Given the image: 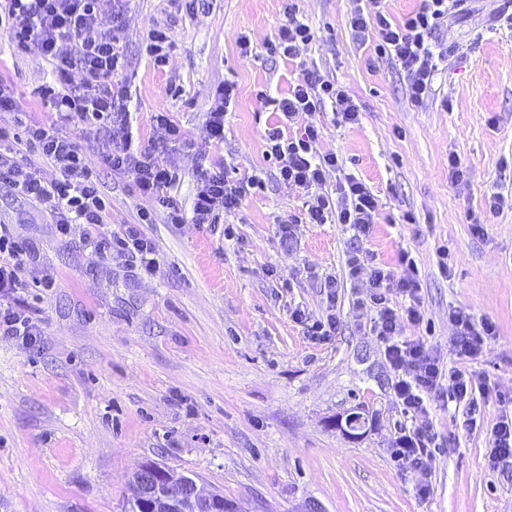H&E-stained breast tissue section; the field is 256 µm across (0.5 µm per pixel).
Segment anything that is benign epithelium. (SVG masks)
Listing matches in <instances>:
<instances>
[{
    "mask_svg": "<svg viewBox=\"0 0 512 512\" xmlns=\"http://www.w3.org/2000/svg\"><path fill=\"white\" fill-rule=\"evenodd\" d=\"M133 489L150 512H220L222 508L235 512L237 509L235 505L219 504V494L204 492L195 477L184 475L176 480L165 468L147 462L136 471Z\"/></svg>",
    "mask_w": 512,
    "mask_h": 512,
    "instance_id": "1",
    "label": "benign epithelium"
}]
</instances>
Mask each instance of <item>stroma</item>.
<instances>
[{
	"label": "stroma",
	"instance_id": "1",
	"mask_svg": "<svg viewBox=\"0 0 512 512\" xmlns=\"http://www.w3.org/2000/svg\"><path fill=\"white\" fill-rule=\"evenodd\" d=\"M289 4L313 33L291 60L268 51ZM366 6L210 0L196 12L185 0H99L103 27L124 12L122 80L134 97L135 134L145 144L164 139L151 119L161 106L184 131L169 147L181 170L172 196L190 204L201 153L263 186L231 228L170 224L154 198L104 165L93 135L72 127L111 203L113 231L152 215L143 231L158 265L144 277L125 256L95 255L81 227L57 235L37 203L0 182V225L24 242L37 273L55 280L17 296L40 341L0 338V512H122L131 476L147 461L196 476L241 512H300L311 500L324 512H512V469L487 466L492 427L512 417V29L500 23L512 0H474L438 27L448 61L418 108L399 65L353 38L347 21ZM155 27L171 41L162 67L145 51ZM243 34L248 57L237 45ZM308 71L346 85L361 108L356 125L328 108L316 114L318 148L342 157L344 172L379 200L362 250L393 266L404 252L415 262L425 320L407 335L423 337L450 366L449 311L497 328L487 354L467 365L477 382L471 400L431 402L439 446L424 497L419 474L390 456L411 421L395 401L383 345L355 309L368 278L347 277L350 235L338 224L296 223L306 195L281 184L263 156L271 98ZM52 79L46 60L0 33V80L33 119L51 117L38 90ZM228 80L236 103L216 143L205 114ZM496 194L505 203L493 212ZM288 220L289 249L278 233ZM329 275L340 283L333 300ZM297 309L312 321L335 317V330L312 340L291 317ZM473 404L481 424L470 428L463 420ZM355 410L367 431L353 440L336 421Z\"/></svg>",
	"mask_w": 512,
	"mask_h": 512
}]
</instances>
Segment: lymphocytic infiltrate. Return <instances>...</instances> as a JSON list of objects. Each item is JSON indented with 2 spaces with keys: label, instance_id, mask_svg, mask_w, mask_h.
Returning a JSON list of instances; mask_svg holds the SVG:
<instances>
[{
  "label": "lymphocytic infiltrate",
  "instance_id": "f902f5d3",
  "mask_svg": "<svg viewBox=\"0 0 512 512\" xmlns=\"http://www.w3.org/2000/svg\"><path fill=\"white\" fill-rule=\"evenodd\" d=\"M368 10L355 13L348 21L354 38L375 39L378 54L397 63L408 79L409 100L419 107L428 96L439 61L447 58L446 48L436 45L433 35L449 13L466 10L468 0H421L416 11L394 20L369 0ZM0 31L25 51H36L48 60L54 82L42 87L55 119L41 122L19 111L10 87L0 82V112L14 115L16 133L0 130V180L38 203L52 218L60 235H69L73 225L83 227V240L100 257L120 252L134 259L141 275H153L157 268L155 244L135 224L119 233L108 230L111 207L86 156L66 131L80 121L102 146V160L113 171L131 177L140 194L154 197L171 224H213L219 216H235L247 192L257 185V176L242 180L228 176L224 166L197 164L190 207L171 196L178 174L166 158L167 144L180 140L181 127L165 108H158L153 122L164 129L167 139L148 147L136 145L131 127L129 88L119 82L127 60L120 26L104 29L98 21V0H0ZM84 78L75 84L72 70ZM331 107L339 122L356 124L360 108L346 86L309 72L277 99L276 121L264 135L265 154L273 160L279 181L303 189L307 194L301 221L305 224L348 226L356 242L346 254L350 279L369 270V290L356 303L360 316L384 344V356L395 376L394 396L403 414L414 423L412 431L397 437L392 454L408 468L427 475L432 471V449L436 435L429 419L431 398L448 395L464 400L471 395L475 380L466 362L481 358L487 341L496 334L493 322L475 321L470 314L455 310L449 318L456 328L452 350L457 363L444 367L440 355L418 338L404 337L406 326L423 321L421 285L414 277L397 273V266H409L408 254L397 265L367 262L359 247L368 236L378 214L379 201L366 185L344 174L335 194L323 192L328 171H342L343 162L333 152L317 148L320 133L312 119ZM303 126L301 136L290 129ZM35 150L59 172L47 183L37 169L22 163L21 148ZM27 249L0 225V335L33 345L40 330L32 316L15 302L19 290L28 284Z\"/></svg>",
  "mask_w": 512,
  "mask_h": 512
}]
</instances>
